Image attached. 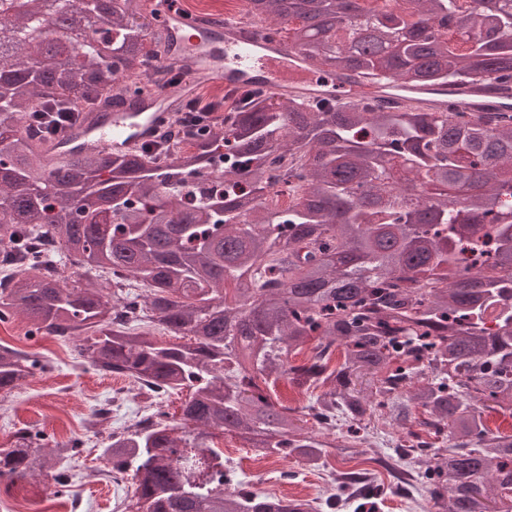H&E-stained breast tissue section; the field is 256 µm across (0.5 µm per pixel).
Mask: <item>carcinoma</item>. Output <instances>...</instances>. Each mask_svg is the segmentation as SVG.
Wrapping results in <instances>:
<instances>
[{
	"mask_svg": "<svg viewBox=\"0 0 512 512\" xmlns=\"http://www.w3.org/2000/svg\"><path fill=\"white\" fill-rule=\"evenodd\" d=\"M56 2L97 23L75 54L61 56L45 0H26L0 27L12 46L0 56V245L56 243L15 268L0 322L18 311L32 334L80 339L94 371L147 400L187 392L181 421L195 433L172 435L160 411L102 448L112 471L133 472L137 512H336L343 501L379 512L362 472H331L324 498L258 494L209 443L220 430L324 470L328 451L308 419L327 432L388 421L403 436L387 467L408 460L437 512H512V434L484 418L492 405L512 412V109L248 91L230 124H207L169 160L77 148L55 161L27 125L109 93L111 108L133 103L151 88L142 65L158 19L144 0L122 11L112 0ZM237 22L359 82L512 80V0H246ZM272 157L300 183L285 205L263 200ZM486 224L493 251L464 261ZM64 258L77 267L68 277L37 271ZM118 269L122 283H82ZM120 310L131 312L121 324ZM36 364L0 344V392L26 384ZM282 379L308 405L281 401ZM50 468L25 430L0 448L1 481Z\"/></svg>",
	"mask_w": 512,
	"mask_h": 512,
	"instance_id": "obj_1",
	"label": "carcinoma"
}]
</instances>
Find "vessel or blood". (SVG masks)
I'll list each match as a JSON object with an SVG mask.
<instances>
[{"mask_svg": "<svg viewBox=\"0 0 512 512\" xmlns=\"http://www.w3.org/2000/svg\"><path fill=\"white\" fill-rule=\"evenodd\" d=\"M154 8L163 21L158 46L162 62L190 60L189 73L176 91H154L138 101L134 109H114L108 122L81 127L66 140L54 141L50 146L53 155L64 156L66 145L81 144L90 151L134 156L204 79L228 89L260 88L276 94L328 99L375 93L372 86L317 72L288 45H258L243 36L236 25L215 27L195 22L170 10L166 0H155ZM433 104L458 112H495L512 104V86L494 83L478 90L448 84L436 92Z\"/></svg>", "mask_w": 512, "mask_h": 512, "instance_id": "obj_1", "label": "vessel or blood"}]
</instances>
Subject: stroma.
<instances>
[{
  "label": "stroma",
  "mask_w": 512,
  "mask_h": 512,
  "mask_svg": "<svg viewBox=\"0 0 512 512\" xmlns=\"http://www.w3.org/2000/svg\"><path fill=\"white\" fill-rule=\"evenodd\" d=\"M0 343L25 348L48 369L36 372L32 381L5 399L9 408L0 414V446L10 447L18 430L43 436L47 448L71 439L81 447L74 459L57 463L56 471L67 472V485L49 483L46 477L6 484L0 482V506L17 504L21 512H65V504L80 502L81 512H113L112 504L133 498L134 489L101 475L107 462L100 455L108 434L139 420L143 404L135 386L124 379L95 372L83 363L76 342L41 334L30 335L21 316L0 323ZM112 406L103 424L91 428L86 421L90 408ZM214 444L224 452V463L235 470L246 489L265 494L323 495L327 471H309L291 459H270L264 472H257L254 449L228 435Z\"/></svg>",
  "instance_id": "1"
}]
</instances>
